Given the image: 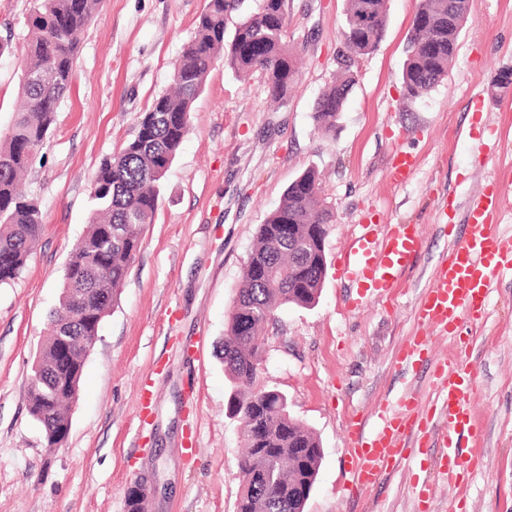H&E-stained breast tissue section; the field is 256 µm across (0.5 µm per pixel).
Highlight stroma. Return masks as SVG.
Here are the masks:
<instances>
[{"label": "stroma", "instance_id": "stroma-1", "mask_svg": "<svg viewBox=\"0 0 512 512\" xmlns=\"http://www.w3.org/2000/svg\"><path fill=\"white\" fill-rule=\"evenodd\" d=\"M35 0H0V140L11 127L23 69L26 18ZM419 0H389L385 37L360 60L355 86L331 138L313 121L336 72L344 0H287V41L300 57L285 106L270 102L261 74L240 79L216 63L190 115L189 132L161 186L152 224L121 293L86 358L65 442L51 449L30 415L27 392L58 308L63 273L96 206L95 173L136 132L205 0H101L80 36L72 90L23 189L44 212L43 232L21 275L0 287V512H125V494L146 478L148 512H234L240 485V424L227 411L231 384L215 347L259 224L305 170L322 174L335 222L325 240L327 274L317 302L288 306L267 331L265 384L288 398L293 417L318 435L322 463L305 512H417L416 483L433 512H454L457 491L439 471V451L385 474L361 496L346 486L350 418L366 428L379 406L409 390L434 398L433 364L457 340L433 335L432 361L398 367L417 330L414 307L448 250L447 224L490 182L502 188L499 228L512 233V0H470L447 77L420 99L402 84L405 47ZM498 142L479 149L485 126ZM408 152L416 174L392 185L393 157ZM458 208L442 213L449 200ZM418 224L424 247L395 298L363 297L343 271L357 225ZM484 326L463 324L476 373L471 396L482 461L467 472L466 512H512V273L495 277ZM156 400L137 413L140 383ZM197 452L181 453L188 433Z\"/></svg>", "mask_w": 512, "mask_h": 512}]
</instances>
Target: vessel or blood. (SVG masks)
I'll return each mask as SVG.
<instances>
[{
	"instance_id": "b4317fda",
	"label": "vessel or blood",
	"mask_w": 512,
	"mask_h": 512,
	"mask_svg": "<svg viewBox=\"0 0 512 512\" xmlns=\"http://www.w3.org/2000/svg\"><path fill=\"white\" fill-rule=\"evenodd\" d=\"M417 169L416 158L396 154L389 176L393 183L407 182ZM501 191L489 184L468 207L466 233L452 240L448 254L435 267L431 283L416 308L418 329L400 347L402 366L428 359L432 334L457 335L462 322L481 323L494 277L512 271V238L495 226ZM424 239L417 224L362 225L344 262V270L363 293L378 297L392 293L402 275L422 252ZM474 372L460 364L435 365L436 398L424 410L414 393L376 414L377 424L365 432L359 421L348 427L347 443L353 468L348 491L359 496L396 465L414 458V446H440L439 466L450 481H460L465 469L478 465L480 456L464 451L462 437L473 435L477 421L470 409Z\"/></svg>"
}]
</instances>
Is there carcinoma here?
<instances>
[{
  "instance_id": "cac0c4a2",
  "label": "carcinoma",
  "mask_w": 512,
  "mask_h": 512,
  "mask_svg": "<svg viewBox=\"0 0 512 512\" xmlns=\"http://www.w3.org/2000/svg\"><path fill=\"white\" fill-rule=\"evenodd\" d=\"M343 50L336 55V79L319 95L313 120L321 136L336 130L355 84V68L382 41L388 0H371L375 23L366 35L353 33L350 19L362 0H347ZM100 0H37L27 18L23 104L10 134L0 141V285L15 280L44 224L38 200L19 189L71 90L79 36L90 25ZM239 0H207L193 37L173 68V88L155 96L142 113L135 137L99 166L94 180L97 209L90 230L71 253L63 275L60 307L32 370L29 413L42 425L47 447H58L69 432L66 405L72 403L86 357L101 323L117 299L141 247V231L152 223L166 172L189 130L193 104L216 60L241 78L259 72L270 98L281 104L295 88L296 57L286 40V0H260L256 11L228 22ZM468 0H421L412 22L402 83L420 98L448 76ZM318 172L297 177L279 206L259 225L244 264L241 285L229 313L218 356L234 390L227 402L246 441L239 471L251 476L238 491L235 512H305L322 460L316 433L294 418L288 398L261 377L265 334L283 306L309 307L322 287L325 239L333 213L321 196Z\"/></svg>"
}]
</instances>
